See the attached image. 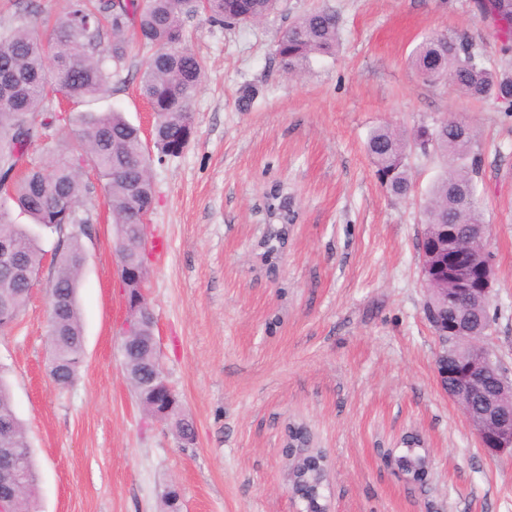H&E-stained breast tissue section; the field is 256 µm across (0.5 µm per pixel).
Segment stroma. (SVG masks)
Returning a JSON list of instances; mask_svg holds the SVG:
<instances>
[{"mask_svg": "<svg viewBox=\"0 0 512 512\" xmlns=\"http://www.w3.org/2000/svg\"><path fill=\"white\" fill-rule=\"evenodd\" d=\"M335 9L341 45L302 75H285L274 44L297 17ZM185 33L205 77L191 102L194 134L177 155L154 145L139 91L147 50L131 45L112 89L93 105L140 127L157 202L146 229L143 292L160 366L194 422L196 440L147 417L120 352L128 315L116 229L94 171L79 288L80 375L59 389L47 371L44 262L26 308L0 333L37 474L35 512H296L281 448L306 428L326 457L330 512H512V456L482 448L437 380L439 340L422 308L420 205L445 172L412 150L413 195L378 180L370 129L434 126L454 114L484 157L481 207L495 267L486 342L512 375V112L423 81L409 59L428 35L463 34L485 66L512 72L495 27L473 0H281L255 24L223 27L188 15ZM259 95L250 110L239 90ZM296 214L275 264L260 241L272 188ZM419 436L425 483L386 458Z\"/></svg>", "mask_w": 512, "mask_h": 512, "instance_id": "1", "label": "stroma"}]
</instances>
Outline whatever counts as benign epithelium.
Instances as JSON below:
<instances>
[{
  "label": "benign epithelium",
  "mask_w": 512,
  "mask_h": 512,
  "mask_svg": "<svg viewBox=\"0 0 512 512\" xmlns=\"http://www.w3.org/2000/svg\"><path fill=\"white\" fill-rule=\"evenodd\" d=\"M447 244L430 245L421 252V270L424 285H429V271L448 269L452 265L461 269L465 276L459 278L455 295L467 297L479 293L491 297L494 277L493 265L484 262L477 265L469 250L448 251ZM144 298L134 300V306L128 307L129 315L124 322L123 346L133 352L143 344L138 336L137 327L143 308ZM440 343L445 346L439 354L437 375L442 389L465 412L471 430L482 447L491 454L509 452L512 454V413L504 404L512 394V383L502 376L491 359L485 343L484 333L472 337L471 356L465 361L454 359L448 345L457 337L468 336L469 328L462 323H454L448 329L439 328L433 323ZM150 416L166 420L180 410L172 395L171 387L164 380L158 382L150 404ZM310 440L307 431L295 425L287 428L283 455L289 460V489L293 500L307 507L305 512H329L324 497L327 482L326 459L324 454L309 455L305 448ZM24 487L15 467L13 449H5V458L0 464V512H10L12 500Z\"/></svg>",
  "instance_id": "benign-epithelium-1"
}]
</instances>
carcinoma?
Listing matches in <instances>:
<instances>
[{
  "label": "carcinoma",
  "mask_w": 512,
  "mask_h": 512,
  "mask_svg": "<svg viewBox=\"0 0 512 512\" xmlns=\"http://www.w3.org/2000/svg\"><path fill=\"white\" fill-rule=\"evenodd\" d=\"M280 0H203L200 9L219 24L256 22L273 11ZM480 16L504 32L503 52H512V0H475ZM195 12L183 0H70L50 33L32 23L28 8L15 12L12 24L0 34V180L20 213L32 220L17 224L0 209V240L8 242L17 269L0 271V320L13 321L26 306L28 272L41 270L42 230L58 235L50 279L49 329L51 342L62 350L56 365L48 367L58 388L71 387L83 362V326L78 300L84 268L83 238L89 218L81 215L86 201L83 171L92 166L103 182L104 198L117 229L116 244L125 252L124 264L141 265L144 255L133 250L143 217L153 210L156 191L141 131L122 113L82 112L62 116L49 106L60 94L74 103H90L107 94L112 78L128 56L130 42L151 50L142 70L140 93L156 117L154 140L163 155H176L188 144L194 129L191 102L199 90L204 67L185 40L183 17ZM340 45L336 13L328 8L311 11L292 22L275 44L274 56L283 73L304 70L315 56H331ZM412 64L426 82L443 80L471 99L493 100L512 112V74L494 72L483 64L472 44L460 35L433 34L415 49ZM74 137L57 145L48 164L27 162L31 144L46 139L61 124ZM367 152L382 185L393 195L406 197L412 183L407 167L414 148L445 157L448 170L431 187L422 205L425 237H449V244L471 248L481 260L491 253L472 240L475 226L484 223L477 190L482 155L475 150L470 125L456 119L420 126L407 136L388 125L373 128ZM267 210L278 223L269 225L261 247L267 258L278 256L288 242V224L279 193L266 197ZM467 314L480 329L490 326L489 307L470 299L448 301V320ZM127 379L142 406V385L163 370L156 349L142 347L136 354L122 352ZM24 425L17 415L10 386L0 365V449L24 448ZM24 492L13 512H31L37 475L31 453L22 454Z\"/></svg>",
  "instance_id": "cac0c4a2"
}]
</instances>
